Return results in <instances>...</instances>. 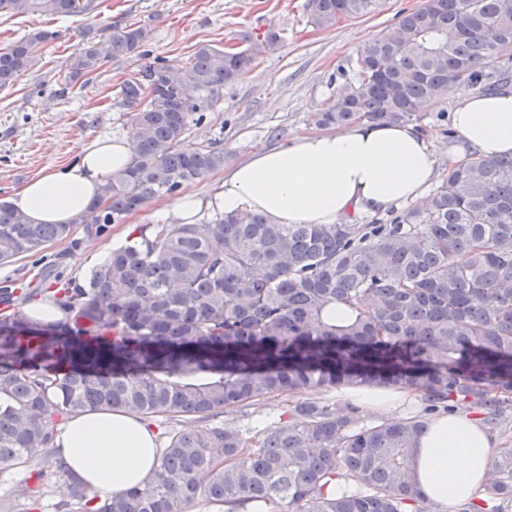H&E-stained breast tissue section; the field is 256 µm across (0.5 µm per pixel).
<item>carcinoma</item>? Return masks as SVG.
<instances>
[{"label":"carcinoma","instance_id":"obj_1","mask_svg":"<svg viewBox=\"0 0 512 512\" xmlns=\"http://www.w3.org/2000/svg\"><path fill=\"white\" fill-rule=\"evenodd\" d=\"M380 0H312L310 23L361 18ZM96 0H0V15L87 14ZM37 31L0 51V89L32 67ZM278 39L244 38L241 51L204 44L182 76L148 65L123 82L118 106L133 154L92 202L102 235L147 201L224 167V151L184 146L192 126L253 57ZM127 27L74 53L72 77L141 53ZM512 49V0H424L402 14L395 38L367 44L355 81L319 113L321 125L403 123L465 81H509L485 65ZM69 224H31L0 200V262L34 256L69 236ZM140 242L112 251L86 288H60L67 319L0 318V471L53 441L76 413L202 418L274 394L343 386L410 388L430 410L465 406L498 424L512 405V156L476 155L453 166L422 207L373 224H269L249 212L199 224L137 228ZM463 255L466 260L456 261ZM345 306L348 323L328 316ZM427 427L418 418L358 425L356 409L297 404L249 448L228 428H187L161 450L140 489L87 497L85 512H430L409 467ZM494 481L464 512H503L512 501V448Z\"/></svg>","mask_w":512,"mask_h":512}]
</instances>
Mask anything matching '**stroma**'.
Listing matches in <instances>:
<instances>
[{"instance_id":"1","label":"stroma","mask_w":512,"mask_h":512,"mask_svg":"<svg viewBox=\"0 0 512 512\" xmlns=\"http://www.w3.org/2000/svg\"><path fill=\"white\" fill-rule=\"evenodd\" d=\"M97 8L77 16L30 13L0 16V49L38 30L56 32L42 44L33 68L10 88L0 90V200L11 196L30 178L72 162L79 148L103 136L129 135L131 124L115 104L123 81L144 66L160 63L185 70L199 46H240L243 37L264 39L276 32L277 42L255 57L233 83L224 85L216 105L192 127L187 147L216 144L223 148L225 167L251 154L317 131V115L325 111L355 79L362 48L398 28L399 14L422 0H381L372 14L340 19L320 29L309 22L310 0H97ZM143 28L144 57L113 59L94 74L73 79L72 54L126 27ZM464 82L450 85L447 96L417 114L414 125L437 145L450 143V115L457 101L472 93ZM162 199L148 201L94 236L91 225L75 224L66 239L46 243L41 262L18 257L0 264V288L14 291L13 310H23L29 287L40 284L42 268L55 269L61 287H86L91 270L105 253L127 244L137 225L154 224ZM305 392L272 395L244 403L203 421L251 437L286 417ZM49 449L26 463L0 472V512H54L69 500V480L55 470ZM43 483L38 504L21 495L24 484Z\"/></svg>"}]
</instances>
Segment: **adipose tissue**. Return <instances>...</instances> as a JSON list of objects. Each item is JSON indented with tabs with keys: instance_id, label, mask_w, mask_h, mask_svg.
Listing matches in <instances>:
<instances>
[{
	"instance_id": "ef3b65f1",
	"label": "adipose tissue",
	"mask_w": 512,
	"mask_h": 512,
	"mask_svg": "<svg viewBox=\"0 0 512 512\" xmlns=\"http://www.w3.org/2000/svg\"><path fill=\"white\" fill-rule=\"evenodd\" d=\"M451 125L457 144L449 162L471 153L512 155V90L477 91L457 102ZM127 137L97 138L74 161L27 181L11 198L33 224H72L85 217L101 187L130 161ZM440 147L414 126L357 122L302 135L252 154L224 172L207 196L184 193L158 212L165 224H195L205 212H252L272 224H346L362 214H384L422 200L435 180ZM345 394L385 415L409 390L349 387ZM54 444L71 471L102 493L144 486L161 450L142 417L120 411L84 412L58 427ZM497 445L463 413L433 417L411 456L414 482L428 502L463 503L491 474Z\"/></svg>"
}]
</instances>
